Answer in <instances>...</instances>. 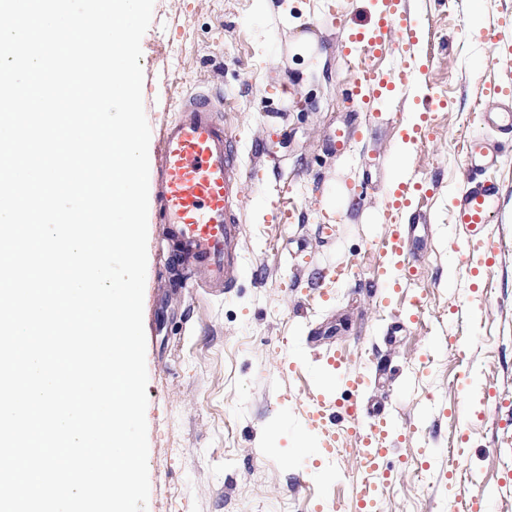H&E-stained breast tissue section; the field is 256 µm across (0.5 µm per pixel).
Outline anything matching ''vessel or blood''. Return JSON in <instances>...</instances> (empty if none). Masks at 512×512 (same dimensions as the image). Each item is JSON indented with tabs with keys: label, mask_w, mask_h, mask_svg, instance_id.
<instances>
[{
	"label": "vessel or blood",
	"mask_w": 512,
	"mask_h": 512,
	"mask_svg": "<svg viewBox=\"0 0 512 512\" xmlns=\"http://www.w3.org/2000/svg\"><path fill=\"white\" fill-rule=\"evenodd\" d=\"M418 22V13L403 10L402 0H389L386 11L368 29L348 33L349 52L375 51L393 40L403 59L390 77L370 71L360 73L350 95L375 111L382 103L383 90L396 96L416 93L422 120L427 123L438 102L434 95L419 90L420 64L415 53ZM492 99L493 107L480 112L479 119L484 126L505 135L507 142L502 145L482 137L471 139L463 161L469 177L450 205L451 222L460 232V258L465 262L486 243L488 227L498 212L499 185L490 179H478L476 173L494 165L504 145L512 146V110L500 106L502 100L512 101V84L494 88ZM223 110L224 100L216 94L198 92L181 100L177 118L163 130L161 179L156 187L164 235L176 244L188 272L200 274L204 287L219 289L231 287L238 267L241 225L235 208L243 177L233 136L222 120ZM419 188L416 175L406 173L386 204L387 234L378 252V264L391 266L392 279L402 288L413 281L408 245L419 227L406 204V194ZM325 363L336 371L350 398L339 405L321 387H314L306 402L308 425L319 435L323 449L331 453L339 437L336 419L344 418L352 424L364 446L361 480L355 491L358 512H379L381 483L389 477L386 462L394 443L393 416L383 407L364 408L367 380L363 372L345 367L338 354L327 356Z\"/></svg>",
	"instance_id": "vessel-or-blood-1"
}]
</instances>
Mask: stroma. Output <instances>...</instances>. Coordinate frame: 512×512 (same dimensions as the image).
I'll return each mask as SVG.
<instances>
[{
  "mask_svg": "<svg viewBox=\"0 0 512 512\" xmlns=\"http://www.w3.org/2000/svg\"><path fill=\"white\" fill-rule=\"evenodd\" d=\"M387 0H288L287 25L269 23L258 0H154L141 41L150 159L182 96L223 91V117L248 176L239 194L243 226L233 288L175 284V247L148 210L143 323L150 494L147 512H355L359 441L342 435L319 453L305 396L343 390L321 357L342 351L371 371L367 397H391L396 472L382 512H464L485 498L512 512V154L493 171L503 186L489 227L498 257L480 287L457 260L449 219L468 142L489 136L478 114L495 83L512 79V33L498 47L481 33L512 13V0H444L420 20V79L444 107L429 128L404 139L418 111L403 96L376 116L350 99L359 66L392 72L394 47L347 58L336 24L367 23ZM313 33L327 52L321 76L286 45ZM371 132L340 157L329 135L346 125ZM407 140L405 153L395 144ZM412 171L430 191L413 198L430 232L411 243L417 275L382 298L377 249L385 194ZM345 273L328 302L320 272ZM421 300L420 320L387 335L392 319ZM465 350L449 348V337Z\"/></svg>",
  "mask_w": 512,
  "mask_h": 512,
  "instance_id": "35a3bbf8",
  "label": "stroma"
}]
</instances>
